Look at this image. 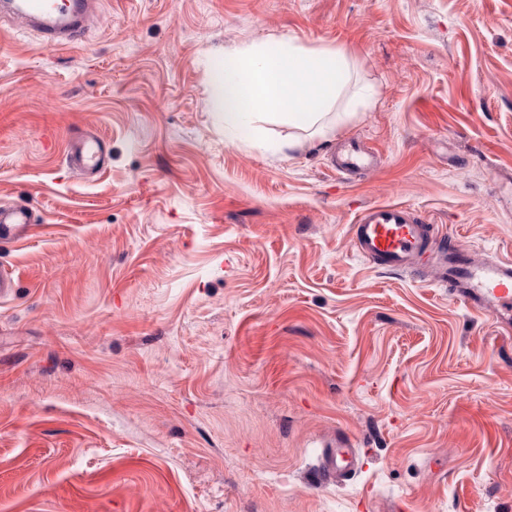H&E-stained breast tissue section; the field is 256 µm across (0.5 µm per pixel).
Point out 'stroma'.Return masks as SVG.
Returning <instances> with one entry per match:
<instances>
[{
	"label": "stroma",
	"instance_id": "stroma-1",
	"mask_svg": "<svg viewBox=\"0 0 512 512\" xmlns=\"http://www.w3.org/2000/svg\"><path fill=\"white\" fill-rule=\"evenodd\" d=\"M68 46L0 13V512H512V332L376 268L404 204L512 258V0H99ZM331 46L376 95L224 134L225 55ZM95 134V176L66 165ZM292 140L272 151L266 141ZM377 165L332 164L351 141ZM350 436L347 480L320 483ZM31 225V214L26 206L0 207V241L25 238Z\"/></svg>",
	"mask_w": 512,
	"mask_h": 512
}]
</instances>
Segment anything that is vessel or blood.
Segmentation results:
<instances>
[{"mask_svg": "<svg viewBox=\"0 0 512 512\" xmlns=\"http://www.w3.org/2000/svg\"><path fill=\"white\" fill-rule=\"evenodd\" d=\"M15 18L36 23L53 45L73 43L94 12L93 0H12ZM374 152L354 146L348 150L342 170L368 168ZM70 158L76 171L91 174L105 161L102 137L85 136L70 143ZM31 228L26 206L0 207V241L21 240ZM352 244L371 264L389 269L412 268L417 258L428 257L440 282L473 312L494 317L504 328L512 327V260H488L461 248H440L433 225L422 221L400 204H378L363 208L350 227ZM356 460L351 439L337 440L324 455L322 473L327 481L349 476Z\"/></svg>", "mask_w": 512, "mask_h": 512, "instance_id": "obj_1", "label": "vessel or blood"}]
</instances>
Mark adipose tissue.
<instances>
[{"instance_id":"1","label":"adipose tissue","mask_w":512,"mask_h":512,"mask_svg":"<svg viewBox=\"0 0 512 512\" xmlns=\"http://www.w3.org/2000/svg\"><path fill=\"white\" fill-rule=\"evenodd\" d=\"M373 97L371 85L353 79L343 53L289 38L225 57L212 84V104L223 111L225 130L246 129L260 139L271 121L323 131L327 115L345 122Z\"/></svg>"}]
</instances>
